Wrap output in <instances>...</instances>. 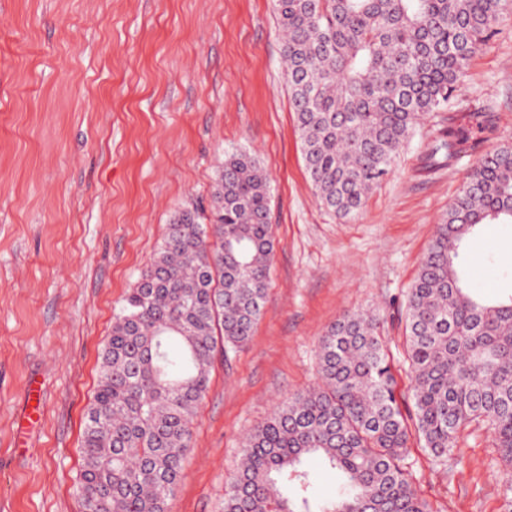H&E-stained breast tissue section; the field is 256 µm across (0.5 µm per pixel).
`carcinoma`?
Masks as SVG:
<instances>
[{"label": "carcinoma", "instance_id": "1", "mask_svg": "<svg viewBox=\"0 0 512 512\" xmlns=\"http://www.w3.org/2000/svg\"><path fill=\"white\" fill-rule=\"evenodd\" d=\"M301 152L319 204L358 213L419 116L448 106L470 57L512 0H273ZM466 140L448 130L429 159ZM271 185L245 152L224 156L209 212L174 214L102 349L81 442L83 512H169L212 360L243 347L261 318L275 250ZM483 224H512V141L468 174L407 294L397 392L393 356L368 311L319 337L316 387L277 407L242 443L224 512H433L408 441L453 458L461 426L489 423L512 469V295L488 302L459 262ZM318 460L342 482L315 499Z\"/></svg>", "mask_w": 512, "mask_h": 512}]
</instances>
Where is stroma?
<instances>
[{
	"instance_id": "obj_1",
	"label": "stroma",
	"mask_w": 512,
	"mask_h": 512,
	"mask_svg": "<svg viewBox=\"0 0 512 512\" xmlns=\"http://www.w3.org/2000/svg\"><path fill=\"white\" fill-rule=\"evenodd\" d=\"M281 57L273 0H0V512H82L83 417L114 316L173 214L210 205L225 153H250L270 180L268 300L251 340L213 362L170 512H224L242 438L317 383L318 338L344 313L374 310L401 356L437 224L512 139V12L348 220L316 201ZM451 128L463 152L430 165ZM468 251L482 258L471 287L512 294V224L484 225ZM408 446L434 512H504L487 424L463 428L445 466L418 435Z\"/></svg>"
}]
</instances>
